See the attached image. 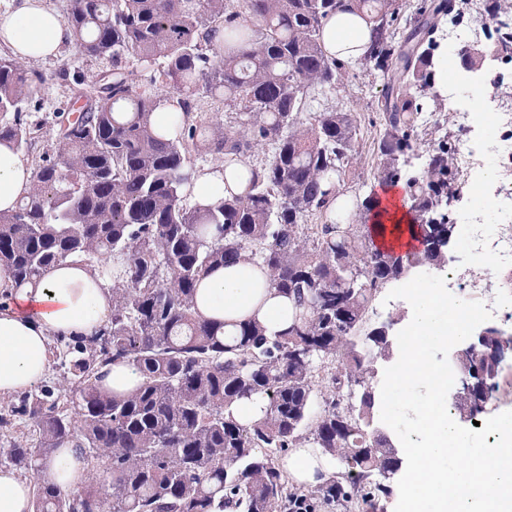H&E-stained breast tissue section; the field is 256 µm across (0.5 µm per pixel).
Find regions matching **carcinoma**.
<instances>
[{
	"label": "carcinoma",
	"mask_w": 512,
	"mask_h": 512,
	"mask_svg": "<svg viewBox=\"0 0 512 512\" xmlns=\"http://www.w3.org/2000/svg\"><path fill=\"white\" fill-rule=\"evenodd\" d=\"M468 0H70L65 22L78 52L108 60L72 97L85 102L76 123L56 113L52 152L34 160L28 196L0 211V265L16 285L66 261L112 262V314L94 337L58 352L66 366L55 388L0 406V429L27 428L35 444L0 443V461L37 474L33 512H381L399 469L391 438L374 426L377 362L393 337L368 314L378 291L420 269L443 272L451 221L462 191L453 115L435 91L442 24L462 20ZM340 10L369 24L357 66L386 80L376 140L379 181H405L421 248L380 249L357 224L332 214L346 177L361 164L352 113L312 112L317 97L344 84L352 65L328 55L323 30ZM490 20L512 16L503 0ZM468 68H485L492 49L512 57V32L487 29ZM132 56L159 65L140 89ZM42 74L0 55V142L29 153L34 139L19 104L38 97ZM224 103V121L200 116L202 101ZM175 103L161 126L155 113ZM438 110L425 125V110ZM271 146L252 164L243 192L211 206L187 203L192 156L230 164ZM239 260L267 269L293 300L294 321L268 336L255 321L233 336L196 311L197 285L213 267ZM483 351L452 368H481L501 389L502 371ZM131 365L140 383L105 388L103 370ZM265 401L263 415L236 421L242 399ZM69 445L88 470L65 493L42 464ZM319 448L339 469L320 484L289 486L277 457Z\"/></svg>",
	"instance_id": "obj_1"
}]
</instances>
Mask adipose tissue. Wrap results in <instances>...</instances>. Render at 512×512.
<instances>
[{"mask_svg": "<svg viewBox=\"0 0 512 512\" xmlns=\"http://www.w3.org/2000/svg\"><path fill=\"white\" fill-rule=\"evenodd\" d=\"M72 32L46 0H18L13 11L0 14V43L10 46L23 60H43L70 42ZM327 51L346 62L366 53L367 22L359 14L341 12L323 33ZM247 164L220 168L195 176L197 203L220 201L227 192L239 191ZM33 170L25 157L8 143H0V211L14 209L32 187ZM393 190L377 197L368 227L380 248L398 254L414 250L415 220L409 200L394 203ZM0 288L10 300L0 308V396L32 387L51 367L48 343L54 336H91L112 313V280L79 262L47 268L33 283L15 286L7 268L0 267ZM197 311L203 318L223 323L233 334L239 323L255 320L268 331L282 330L292 321V305L272 287L266 270L237 262L209 270L198 285ZM72 448H63L44 465L45 472L67 492L81 486L86 474ZM299 484H314L328 467L317 448L295 449L284 462ZM31 483L14 470L0 469V512H32Z\"/></svg>", "mask_w": 512, "mask_h": 512, "instance_id": "adipose-tissue-1", "label": "adipose tissue"}]
</instances>
